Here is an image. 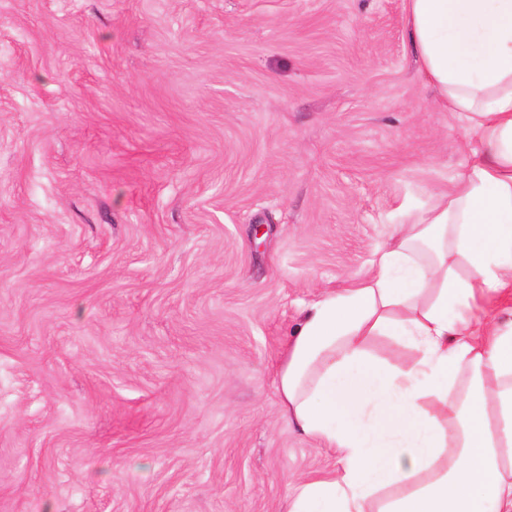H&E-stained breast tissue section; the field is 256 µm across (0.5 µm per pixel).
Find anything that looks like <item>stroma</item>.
I'll return each instance as SVG.
<instances>
[{"label": "stroma", "instance_id": "35a3bbf8", "mask_svg": "<svg viewBox=\"0 0 512 512\" xmlns=\"http://www.w3.org/2000/svg\"><path fill=\"white\" fill-rule=\"evenodd\" d=\"M465 144L403 0H0V512H285L301 312Z\"/></svg>", "mask_w": 512, "mask_h": 512}]
</instances>
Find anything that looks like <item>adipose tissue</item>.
<instances>
[{
    "label": "adipose tissue",
    "mask_w": 512,
    "mask_h": 512,
    "mask_svg": "<svg viewBox=\"0 0 512 512\" xmlns=\"http://www.w3.org/2000/svg\"><path fill=\"white\" fill-rule=\"evenodd\" d=\"M472 162L370 272L306 308L277 373L289 422L339 453L287 512H512V0H404ZM387 336L408 353L369 351Z\"/></svg>",
    "instance_id": "1"
}]
</instances>
